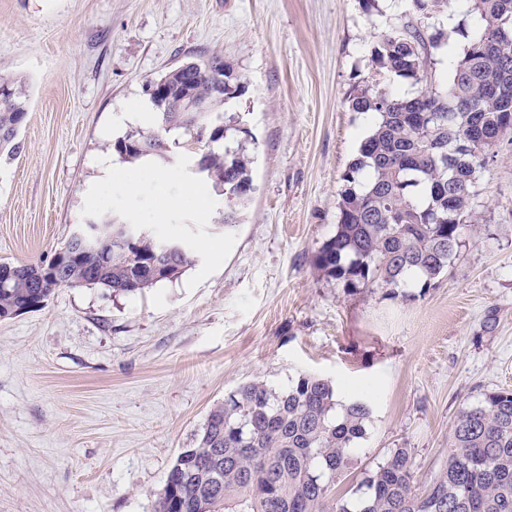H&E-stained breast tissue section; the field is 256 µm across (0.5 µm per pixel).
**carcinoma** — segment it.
I'll list each match as a JSON object with an SVG mask.
<instances>
[{
  "label": "carcinoma",
  "mask_w": 512,
  "mask_h": 512,
  "mask_svg": "<svg viewBox=\"0 0 512 512\" xmlns=\"http://www.w3.org/2000/svg\"><path fill=\"white\" fill-rule=\"evenodd\" d=\"M410 15L379 35L371 54L388 84L364 85L349 96L355 112L377 121L358 156L343 174L336 232L314 257L315 267L343 286L397 288L411 274L421 290L435 284L476 223L472 208L476 174L489 159L506 113L512 114V0H470L473 34L462 53L449 59V84H431L413 97L394 89L398 80L428 79L433 50L448 45L458 30L429 34L422 22L448 13L452 0H410ZM195 70L165 74L173 98L185 90L208 100L213 112H189L173 104L169 120L155 115L153 127L126 134L113 144L128 161H170L166 134L224 115L226 101L240 96V75L224 74V97L210 95L213 75L230 68L212 54ZM0 159H11L18 131L29 112L20 81L0 74ZM207 133L211 143L197 158L203 177L222 188L224 225L239 222L251 199V157L226 141L243 127L221 120ZM173 240L148 236L122 249L102 238L92 250L72 247L64 277L39 278L40 263L14 264V278L0 284V319L39 309L59 288L82 287L87 275L114 296L136 294L177 278L195 262L191 248L170 254ZM369 406L343 402L333 383L304 375L284 391L250 382L214 407L195 443L183 448L157 494L153 512H512V389L487 391L463 408L453 429L448 464L421 491L414 489L410 450H392L366 477L356 500L332 494L336 478L351 467L365 434Z\"/></svg>",
  "instance_id": "obj_1"
}]
</instances>
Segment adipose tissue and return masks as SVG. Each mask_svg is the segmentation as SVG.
I'll return each mask as SVG.
<instances>
[{
  "label": "adipose tissue",
  "mask_w": 512,
  "mask_h": 512,
  "mask_svg": "<svg viewBox=\"0 0 512 512\" xmlns=\"http://www.w3.org/2000/svg\"><path fill=\"white\" fill-rule=\"evenodd\" d=\"M175 176L171 173H161L151 165H142L138 170L132 171L127 167L113 164L111 160L103 162V176L93 201H108L113 191H120L127 196H137L149 193L155 205L147 219L150 222L159 221L165 212L185 205L192 206L199 211H206L211 203V190L204 185L189 184L181 194L171 195L169 187Z\"/></svg>",
  "instance_id": "ef3b65f1"
}]
</instances>
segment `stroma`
I'll return each instance as SVG.
<instances>
[{"label": "stroma", "mask_w": 512, "mask_h": 512, "mask_svg": "<svg viewBox=\"0 0 512 512\" xmlns=\"http://www.w3.org/2000/svg\"><path fill=\"white\" fill-rule=\"evenodd\" d=\"M409 0H0V73L30 94L20 149L0 161V263L51 261L94 208L112 143L148 130L142 86L200 53L247 81L226 114L247 129L255 191L146 224L189 245L177 279L128 296L60 288L0 320V512H152L180 449L241 384L327 378L373 413L334 492L350 497L390 450L416 488L448 462L458 412L512 389V135L481 171L477 217L427 290L344 288L313 265L336 230L342 175L373 119L370 51ZM157 162L197 183L184 130ZM493 328H486L487 314Z\"/></svg>", "instance_id": "1"}]
</instances>
